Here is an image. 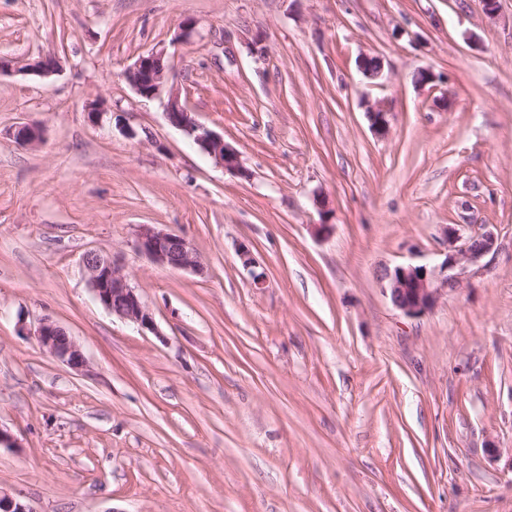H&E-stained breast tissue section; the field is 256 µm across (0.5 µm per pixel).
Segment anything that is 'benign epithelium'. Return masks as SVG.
<instances>
[{
  "instance_id": "7a95c632",
  "label": "benign epithelium",
  "mask_w": 512,
  "mask_h": 512,
  "mask_svg": "<svg viewBox=\"0 0 512 512\" xmlns=\"http://www.w3.org/2000/svg\"><path fill=\"white\" fill-rule=\"evenodd\" d=\"M58 69L56 56H43L34 63L22 67V71L40 77H48ZM171 69L166 49H153L142 54L125 71V78L137 95L145 99L166 96L164 113L171 125L183 131L202 152L226 171L248 176L238 152L224 143V138L191 118L179 92L165 88ZM370 127L379 135L389 130V113L381 106L367 110ZM41 127L33 122L20 125L15 132L16 142L34 146L43 140ZM495 237L485 231L471 233L462 246L452 245L444 259L437 265H399L383 272L381 279L392 305L409 318H420L431 311L439 299L456 289L469 268L476 266L494 250ZM135 249L155 264L174 269L203 273V267L192 243L185 237L168 232L154 224L138 227ZM88 275L89 287L95 299L121 320L129 321L142 330L159 334L153 314L143 303L137 289L131 286L125 274L111 258L97 251H88L82 260ZM33 336L40 346L60 362L71 368L84 366L85 357L80 346L67 331L50 319H43ZM0 512H33L26 504L6 491L0 490Z\"/></svg>"
}]
</instances>
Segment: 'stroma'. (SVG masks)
Returning a JSON list of instances; mask_svg holds the SVG:
<instances>
[{"instance_id":"35a3bbf8","label":"stroma","mask_w":512,"mask_h":512,"mask_svg":"<svg viewBox=\"0 0 512 512\" xmlns=\"http://www.w3.org/2000/svg\"><path fill=\"white\" fill-rule=\"evenodd\" d=\"M159 47L249 178L128 84ZM48 53L56 74L23 72ZM0 58V489L32 512H512V0H0ZM141 224L203 273L139 254ZM449 224L495 249L406 317L380 273L439 263ZM90 250L158 333L95 300ZM33 336L40 346L60 362L71 368L79 369L84 366L85 357L80 346L67 331L50 319H42Z\"/></svg>"}]
</instances>
